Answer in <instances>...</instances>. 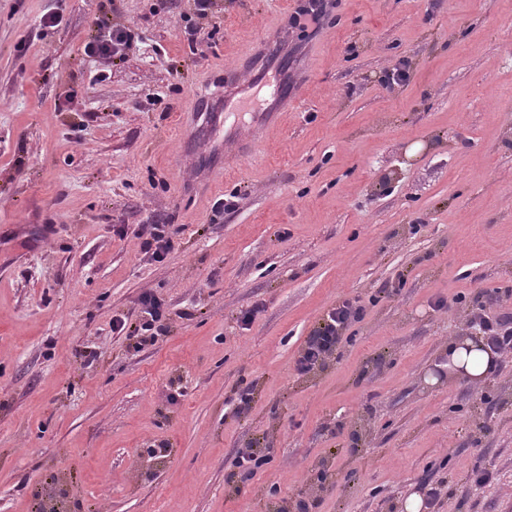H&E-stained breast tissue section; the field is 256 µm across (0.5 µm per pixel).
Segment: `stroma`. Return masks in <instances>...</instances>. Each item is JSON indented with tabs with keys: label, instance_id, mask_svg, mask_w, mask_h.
Listing matches in <instances>:
<instances>
[{
	"label": "stroma",
	"instance_id": "35a3bbf8",
	"mask_svg": "<svg viewBox=\"0 0 512 512\" xmlns=\"http://www.w3.org/2000/svg\"><path fill=\"white\" fill-rule=\"evenodd\" d=\"M117 6L139 41L98 81V0H0V512H404L436 486V512H512V355L478 384L438 374L473 297L512 287V0H337L315 34L294 0H215L202 53L177 30L193 0ZM276 26L299 108L261 88L213 113L201 90L223 99ZM152 215L179 229L159 262L135 236ZM384 285L340 357L294 371L332 303ZM146 292L165 330L136 351L112 318ZM251 446L273 461L243 484Z\"/></svg>",
	"mask_w": 512,
	"mask_h": 512
}]
</instances>
